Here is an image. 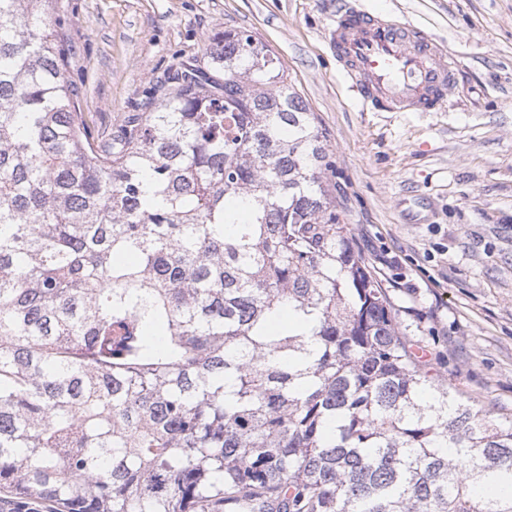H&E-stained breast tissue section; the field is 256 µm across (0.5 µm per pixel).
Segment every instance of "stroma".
Returning <instances> with one entry per match:
<instances>
[{
  "label": "stroma",
  "instance_id": "obj_1",
  "mask_svg": "<svg viewBox=\"0 0 512 512\" xmlns=\"http://www.w3.org/2000/svg\"><path fill=\"white\" fill-rule=\"evenodd\" d=\"M437 38L460 68L438 112H378L336 70L326 0H58L94 137L226 27L276 55L327 136L336 209L421 365L512 423V0H357Z\"/></svg>",
  "mask_w": 512,
  "mask_h": 512
}]
</instances>
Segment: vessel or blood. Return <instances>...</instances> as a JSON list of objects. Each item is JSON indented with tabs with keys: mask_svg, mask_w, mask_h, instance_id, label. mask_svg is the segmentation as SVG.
Masks as SVG:
<instances>
[{
	"mask_svg": "<svg viewBox=\"0 0 512 512\" xmlns=\"http://www.w3.org/2000/svg\"><path fill=\"white\" fill-rule=\"evenodd\" d=\"M327 33L338 71L377 111H436L456 82L454 57L413 24L343 5Z\"/></svg>",
	"mask_w": 512,
	"mask_h": 512,
	"instance_id": "obj_1",
	"label": "vessel or blood"
}]
</instances>
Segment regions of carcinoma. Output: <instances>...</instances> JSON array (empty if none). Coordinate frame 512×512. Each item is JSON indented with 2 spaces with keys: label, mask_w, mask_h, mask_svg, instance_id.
<instances>
[{
  "label": "carcinoma",
  "mask_w": 512,
  "mask_h": 512,
  "mask_svg": "<svg viewBox=\"0 0 512 512\" xmlns=\"http://www.w3.org/2000/svg\"><path fill=\"white\" fill-rule=\"evenodd\" d=\"M0 0V492L57 512H512V426L421 368L327 137L226 29L100 142Z\"/></svg>",
  "instance_id": "cac0c4a2"
}]
</instances>
